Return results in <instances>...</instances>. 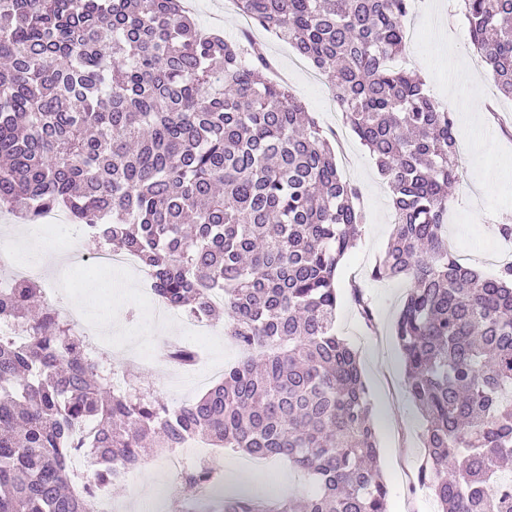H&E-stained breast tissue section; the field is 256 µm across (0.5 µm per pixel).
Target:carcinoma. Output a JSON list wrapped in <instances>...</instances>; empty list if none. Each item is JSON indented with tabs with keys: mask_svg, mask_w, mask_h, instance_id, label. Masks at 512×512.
<instances>
[{
	"mask_svg": "<svg viewBox=\"0 0 512 512\" xmlns=\"http://www.w3.org/2000/svg\"><path fill=\"white\" fill-rule=\"evenodd\" d=\"M324 75L392 190L372 270L411 283L395 321L424 420L438 512H512V264L483 276L446 234L460 178L453 113L391 65L410 0H236ZM497 94L512 97V0H459ZM0 207L49 210L134 254L157 296L224 314L242 358L179 407L90 357L35 280L0 289V512H93L95 489L186 437L288 462L315 492H227L209 462L179 470L174 512H389L371 395L336 334L338 264L360 191L329 137L250 38L203 36L182 0H0ZM214 291L224 303L210 301ZM188 365L190 344H167ZM94 460L93 482L73 472Z\"/></svg>",
	"mask_w": 512,
	"mask_h": 512,
	"instance_id": "carcinoma-1",
	"label": "carcinoma"
}]
</instances>
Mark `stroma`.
I'll return each mask as SVG.
<instances>
[{
    "mask_svg": "<svg viewBox=\"0 0 512 512\" xmlns=\"http://www.w3.org/2000/svg\"><path fill=\"white\" fill-rule=\"evenodd\" d=\"M193 19L200 25L214 24L228 40L239 38L244 30L236 18L233 0H201ZM404 25L412 34L403 54L407 67L426 77L435 99L444 104L453 96L481 109L479 118L486 128L483 145L472 142L464 123L456 125L461 176L452 190L448 209V240L462 262L481 274H495L500 265L492 261L491 252L506 254L512 262V239H503L498 233L500 225H512V98H495V111H486V91L493 83L471 47L467 22L457 0H419ZM253 33L264 43L279 73L308 112L323 129L334 132L332 144L338 170L361 190L365 212L362 235L337 269L336 332L356 353L371 392L379 468L387 485L390 512H437L432 490L418 479L425 455L423 418L407 393L404 361L393 335L395 318L410 283L381 281L372 276L393 229L391 189L368 149L337 118L325 78L273 33L259 27ZM107 278L116 284L126 280L119 272L71 267L60 278L47 274L41 285L45 298L68 306ZM356 289L361 290L372 308V322L363 320L353 301L352 292ZM142 307L140 296L127 293L116 307L119 319L112 324L111 338L101 343L104 352L120 356L130 345L153 354L163 342L186 341L181 327L162 333ZM127 373L173 405L189 401L204 390L196 376L164 363L131 366ZM259 473V483L250 488L256 496L299 491L305 484L301 473L282 462L267 463ZM167 478L164 467L153 462L139 470L135 481L111 486L106 493L116 503L130 507L147 489Z\"/></svg>",
    "mask_w": 512,
    "mask_h": 512,
    "instance_id": "obj_1",
    "label": "stroma"
}]
</instances>
